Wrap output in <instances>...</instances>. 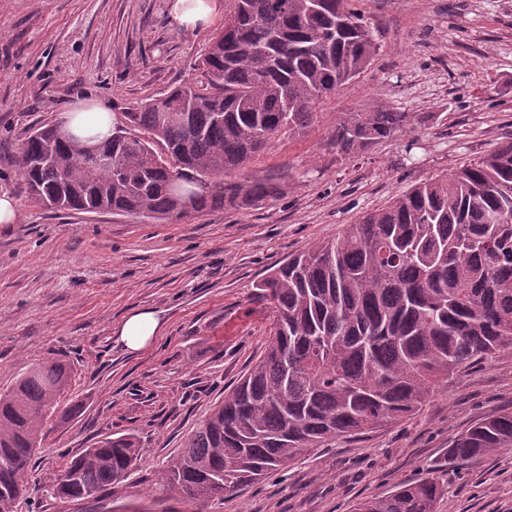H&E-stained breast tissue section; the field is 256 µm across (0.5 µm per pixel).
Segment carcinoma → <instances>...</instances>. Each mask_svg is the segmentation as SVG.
<instances>
[{
	"instance_id": "carcinoma-1",
	"label": "carcinoma",
	"mask_w": 512,
	"mask_h": 512,
	"mask_svg": "<svg viewBox=\"0 0 512 512\" xmlns=\"http://www.w3.org/2000/svg\"><path fill=\"white\" fill-rule=\"evenodd\" d=\"M201 58L206 84L176 87L124 113L102 143L120 168L91 170L81 144L32 129L16 163L28 197L47 207L164 220L243 209L283 194L242 172L270 142L300 134L316 107L378 54L354 0H231ZM385 107L342 112L328 146L364 152L403 131ZM270 309L266 348L160 473L161 501L202 512L338 437L398 424L471 364L512 352V139L446 176L426 179L340 236L271 268L254 285ZM61 361L33 366L0 392V512H16L69 386ZM135 434L106 437L70 460L62 503L100 502L126 481ZM512 449V411L456 437L448 465ZM430 477L399 483L355 512H436Z\"/></svg>"
}]
</instances>
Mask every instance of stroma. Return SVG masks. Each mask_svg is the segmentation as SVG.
Masks as SVG:
<instances>
[{
	"mask_svg": "<svg viewBox=\"0 0 512 512\" xmlns=\"http://www.w3.org/2000/svg\"><path fill=\"white\" fill-rule=\"evenodd\" d=\"M381 44L302 135H281L246 174L275 177L274 201L156 221L56 211L27 198L15 166L30 127L62 121L80 99L114 123L146 99L198 85L210 27L185 30L167 0H0V193L18 219L0 224V390L46 360L72 368L46 420L18 512H68L53 495L66 464L122 433L140 441L115 504L161 512L155 479L262 355L271 319L254 284L313 243L337 237L412 185L445 175L512 138V0H360ZM385 106L404 131L351 158L328 148L338 113ZM150 309L162 325L133 352L115 331ZM512 410V355L477 362L409 419L325 448L206 512H353L360 500L434 473L436 512H512V451L461 468L454 439Z\"/></svg>",
	"mask_w": 512,
	"mask_h": 512,
	"instance_id": "stroma-1",
	"label": "stroma"
}]
</instances>
